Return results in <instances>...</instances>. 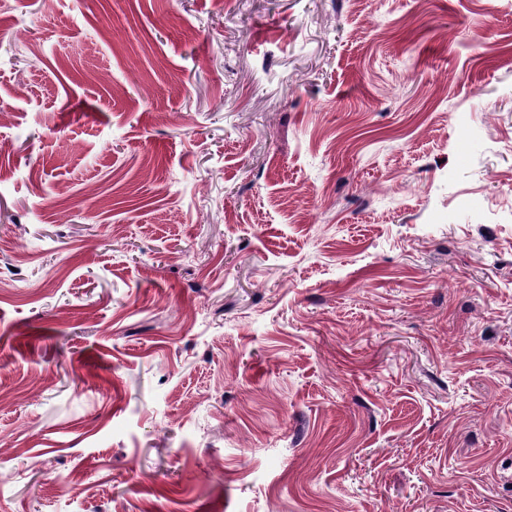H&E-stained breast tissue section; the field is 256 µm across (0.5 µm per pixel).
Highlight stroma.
Returning <instances> with one entry per match:
<instances>
[{
	"instance_id": "35a3bbf8",
	"label": "stroma",
	"mask_w": 512,
	"mask_h": 512,
	"mask_svg": "<svg viewBox=\"0 0 512 512\" xmlns=\"http://www.w3.org/2000/svg\"><path fill=\"white\" fill-rule=\"evenodd\" d=\"M0 512H512V0H0Z\"/></svg>"
}]
</instances>
